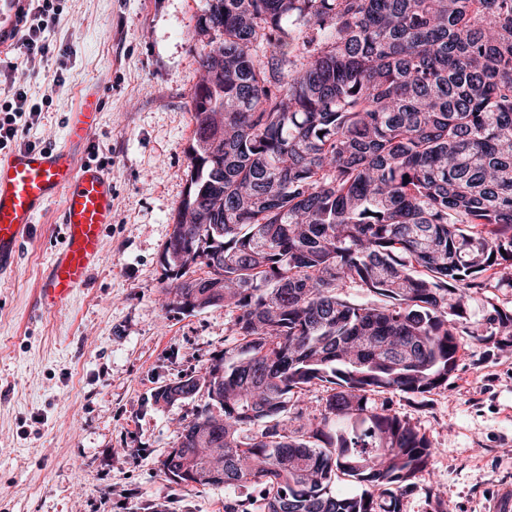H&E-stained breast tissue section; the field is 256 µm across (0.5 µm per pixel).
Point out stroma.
Instances as JSON below:
<instances>
[{"instance_id":"1","label":"stroma","mask_w":512,"mask_h":512,"mask_svg":"<svg viewBox=\"0 0 512 512\" xmlns=\"http://www.w3.org/2000/svg\"><path fill=\"white\" fill-rule=\"evenodd\" d=\"M206 0H61L24 64L18 39L0 46L31 101L50 98L27 140L60 145L86 89L105 97L92 143L112 176L114 220L104 263L71 304L36 314L59 214L37 221L14 270L0 276V512H224L220 486L178 484L163 463L206 393L171 405L153 393L235 354L224 307L185 312L164 290L161 255L187 190ZM447 386L389 394L392 411L435 449L403 512H493L512 488V351L464 336Z\"/></svg>"}]
</instances>
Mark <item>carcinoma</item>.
<instances>
[{"label":"carcinoma","mask_w":512,"mask_h":512,"mask_svg":"<svg viewBox=\"0 0 512 512\" xmlns=\"http://www.w3.org/2000/svg\"><path fill=\"white\" fill-rule=\"evenodd\" d=\"M198 27L224 40L162 264L180 309L236 312L238 356L152 394L210 399L164 469L259 486L224 512H402L434 448L377 400L447 385L468 300L512 277V0H206ZM481 335L512 347V310Z\"/></svg>","instance_id":"1"}]
</instances>
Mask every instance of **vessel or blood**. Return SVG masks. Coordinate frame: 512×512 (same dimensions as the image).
Masks as SVG:
<instances>
[{"label": "vessel or blood", "instance_id": "b4317fda", "mask_svg": "<svg viewBox=\"0 0 512 512\" xmlns=\"http://www.w3.org/2000/svg\"><path fill=\"white\" fill-rule=\"evenodd\" d=\"M103 108L102 91L89 89L70 113L60 146L0 153V275L16 265L38 216L60 205L61 242L38 289L43 313L64 309L87 282L113 222L112 179L87 153Z\"/></svg>", "mask_w": 512, "mask_h": 512}]
</instances>
